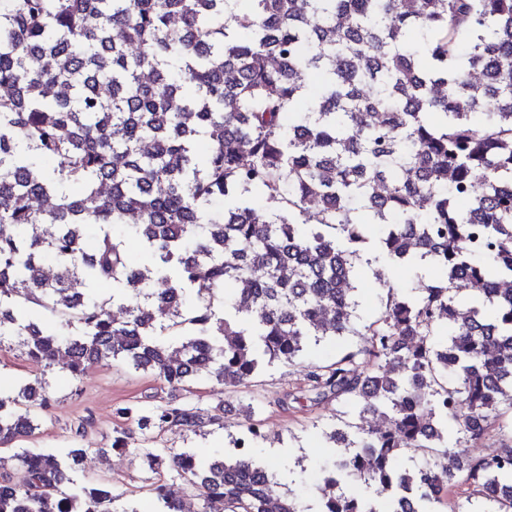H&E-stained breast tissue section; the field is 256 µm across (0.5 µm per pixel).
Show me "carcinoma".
Segmentation results:
<instances>
[{
	"mask_svg": "<svg viewBox=\"0 0 512 512\" xmlns=\"http://www.w3.org/2000/svg\"><path fill=\"white\" fill-rule=\"evenodd\" d=\"M369 251L434 279L390 290L365 347L306 366L309 401L356 414L329 434L315 512H404L408 495L417 512L474 495L512 512V443L462 459L447 435L481 441L512 411V0H0V350L39 370L0 392V512H136L76 479L91 449L14 447L52 408L56 365L245 386L355 332ZM116 413L145 432L204 410ZM244 413L230 457L135 452L197 512H306L255 460L264 431ZM418 450L431 461L404 467ZM152 490L157 512H184Z\"/></svg>",
	"mask_w": 512,
	"mask_h": 512,
	"instance_id": "cac0c4a2",
	"label": "carcinoma"
}]
</instances>
